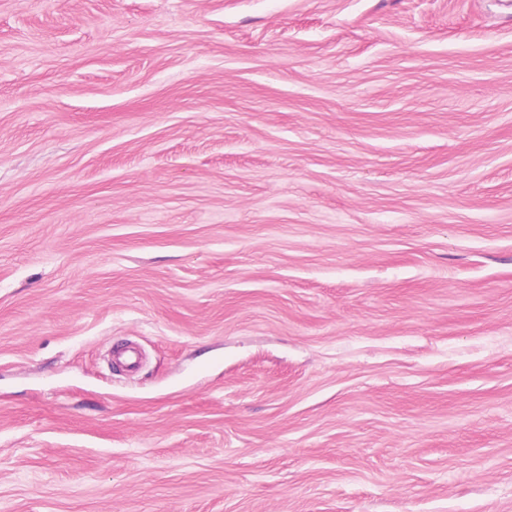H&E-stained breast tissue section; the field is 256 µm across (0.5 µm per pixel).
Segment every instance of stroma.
<instances>
[{
  "instance_id": "35a3bbf8",
  "label": "stroma",
  "mask_w": 512,
  "mask_h": 512,
  "mask_svg": "<svg viewBox=\"0 0 512 512\" xmlns=\"http://www.w3.org/2000/svg\"><path fill=\"white\" fill-rule=\"evenodd\" d=\"M0 512H512V0H0Z\"/></svg>"
}]
</instances>
